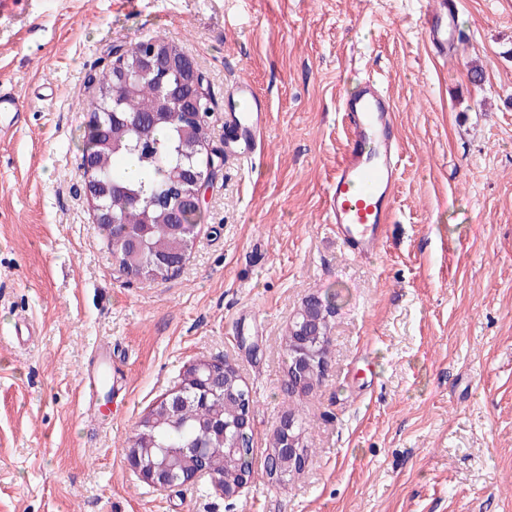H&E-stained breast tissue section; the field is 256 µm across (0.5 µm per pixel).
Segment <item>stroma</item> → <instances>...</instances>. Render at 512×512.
Segmentation results:
<instances>
[{
    "instance_id": "obj_1",
    "label": "stroma",
    "mask_w": 512,
    "mask_h": 512,
    "mask_svg": "<svg viewBox=\"0 0 512 512\" xmlns=\"http://www.w3.org/2000/svg\"><path fill=\"white\" fill-rule=\"evenodd\" d=\"M459 2L444 54L427 0H28L0 22V87L26 110L0 135V512H512V0ZM151 38L204 74L213 146L232 83L269 107L261 150L224 157L187 260L156 281L120 275L79 167L91 76ZM369 76L395 106L399 179L360 259L325 190L341 96ZM334 291L328 370L288 394L281 338ZM105 342L118 377L90 405L81 371ZM224 358L254 400L248 487L149 486L127 458L140 420ZM291 411L309 464L275 483Z\"/></svg>"
}]
</instances>
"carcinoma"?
Instances as JSON below:
<instances>
[{"mask_svg":"<svg viewBox=\"0 0 512 512\" xmlns=\"http://www.w3.org/2000/svg\"><path fill=\"white\" fill-rule=\"evenodd\" d=\"M148 52L146 44H137L126 52L123 63H112L97 81L90 118L98 124L88 134L83 151L94 158L89 183L101 195L95 203H108L113 191H121L111 215L96 224L98 233L108 241L112 255L129 275L155 281L174 274L193 243L199 215L182 204L179 216H174L189 175L182 147L190 144L203 149L209 133L205 120L186 124L171 112L170 101L158 93L153 77L121 83L124 72ZM130 160L141 170L136 179L126 176ZM114 219L135 240L134 247L126 250L111 244ZM159 256L171 259L175 267L147 266ZM335 305L334 293L323 299L308 296L283 337L284 346L298 336L307 342L308 350L322 352V346L328 343ZM321 363L319 357L312 359L303 391L311 390L322 379ZM252 410L253 400L248 397L227 405L222 400H211L206 405L191 402L177 410L159 406L151 411L152 424L135 434L142 447L149 449L144 463L175 459L196 440L206 439L209 449L203 456L204 464L224 481L236 482L250 475L251 437L241 429L240 417Z\"/></svg>","mask_w":512,"mask_h":512,"instance_id":"cac0c4a2","label":"carcinoma"}]
</instances>
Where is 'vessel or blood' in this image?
<instances>
[{
  "label": "vessel or blood",
  "mask_w": 512,
  "mask_h": 512,
  "mask_svg": "<svg viewBox=\"0 0 512 512\" xmlns=\"http://www.w3.org/2000/svg\"><path fill=\"white\" fill-rule=\"evenodd\" d=\"M456 12L454 0L439 5L424 20L430 44L446 49L452 38ZM225 149L236 159L252 161L261 148V133L268 106L247 81L236 82L228 100ZM350 145L326 190L327 210L337 237L356 257L364 258L382 248L391 222L397 185L399 145L395 108L376 81L367 79L342 99ZM24 107L16 95L0 88V131L16 126ZM99 366L84 372L81 382L85 400H94L102 385L111 383L109 348H99Z\"/></svg>",
  "instance_id": "vessel-or-blood-1"
}]
</instances>
